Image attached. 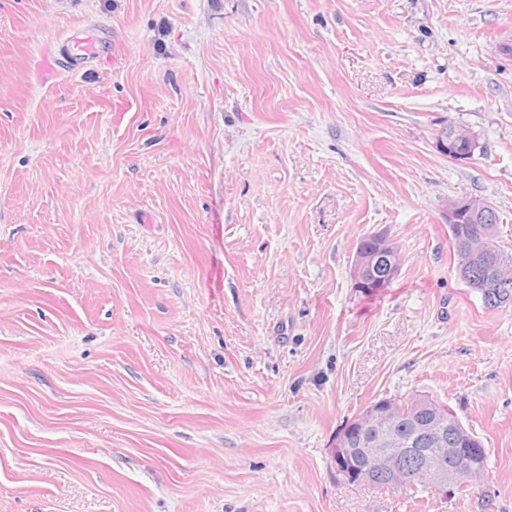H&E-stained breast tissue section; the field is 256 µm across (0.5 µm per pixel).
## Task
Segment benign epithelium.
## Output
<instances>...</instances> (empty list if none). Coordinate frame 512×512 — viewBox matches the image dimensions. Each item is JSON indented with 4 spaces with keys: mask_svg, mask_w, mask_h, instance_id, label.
<instances>
[{
    "mask_svg": "<svg viewBox=\"0 0 512 512\" xmlns=\"http://www.w3.org/2000/svg\"><path fill=\"white\" fill-rule=\"evenodd\" d=\"M477 136L468 129L449 125L442 128L436 139L437 149L451 160L459 161L473 156L478 148ZM446 220L450 224H487L492 222L496 209L488 202L472 197L448 199ZM400 257L385 236L377 239L373 250L356 251L352 268L354 284L369 283L375 288L385 287L398 273ZM405 403L398 399L378 400L369 404L363 415L357 416L336 433L330 444V454L336 472L345 477L349 469L359 461L358 453L365 452V460L358 472V481L369 482L382 478L394 487L412 484L411 475L403 462L413 454L417 459L416 470L427 477L429 493L444 498L448 493L463 487L481 485L485 468L479 457L483 448H460L451 432L456 425L448 416L450 409L442 403L435 404V412L425 416L413 413L412 438L391 436L387 427L402 411ZM424 437L434 441L437 447L413 448L415 439ZM453 465H448V461Z\"/></svg>",
    "mask_w": 512,
    "mask_h": 512,
    "instance_id": "benign-epithelium-1",
    "label": "benign epithelium"
}]
</instances>
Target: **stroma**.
<instances>
[{
	"instance_id": "1",
	"label": "stroma",
	"mask_w": 512,
	"mask_h": 512,
	"mask_svg": "<svg viewBox=\"0 0 512 512\" xmlns=\"http://www.w3.org/2000/svg\"><path fill=\"white\" fill-rule=\"evenodd\" d=\"M511 47L512 0H0V512H512V303L445 214L512 253ZM371 233L403 262L367 294ZM412 394L483 440L477 494L337 474ZM478 145V138L473 132L455 125L443 127L436 139L437 149L455 161L472 157ZM446 220L448 224V233L453 245L456 256V265L462 268L461 275L469 274L473 279L470 281H482L487 283L498 280L502 277H508L512 280V254H505L498 246L494 234L495 225L498 224L499 216L495 215V224H487L493 221L492 215L496 214V209L488 202L481 201L472 197H454L449 198L446 207ZM463 221L465 223H463ZM465 229L468 231V237L465 235ZM458 236H464L471 241V252L460 255L455 247V239ZM497 250L501 259L508 261V264L501 262L494 264L489 257L488 252ZM454 270L457 276V267ZM470 288L484 296L485 288H494L497 292L511 293L512 285L508 282L497 281L494 283H469Z\"/></svg>"
}]
</instances>
